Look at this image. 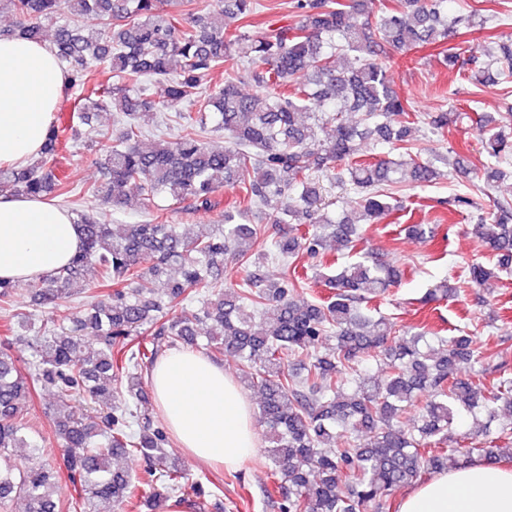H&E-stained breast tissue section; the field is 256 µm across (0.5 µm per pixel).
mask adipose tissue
<instances>
[{
	"mask_svg": "<svg viewBox=\"0 0 512 512\" xmlns=\"http://www.w3.org/2000/svg\"><path fill=\"white\" fill-rule=\"evenodd\" d=\"M65 84L55 54L0 39V167L38 156ZM81 234L66 209L29 196H0V279L30 282L67 264ZM149 380L181 448L200 462L236 465L251 455L248 403L222 366L192 352L166 353ZM398 512H512V466L476 461L440 473L401 499Z\"/></svg>",
	"mask_w": 512,
	"mask_h": 512,
	"instance_id": "adipose-tissue-1",
	"label": "adipose tissue"
}]
</instances>
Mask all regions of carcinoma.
I'll return each instance as SVG.
<instances>
[{
  "label": "carcinoma",
  "mask_w": 512,
  "mask_h": 512,
  "mask_svg": "<svg viewBox=\"0 0 512 512\" xmlns=\"http://www.w3.org/2000/svg\"><path fill=\"white\" fill-rule=\"evenodd\" d=\"M174 0H0L19 15L2 37L43 40L54 24L50 48L64 64L67 86L84 93L79 113L87 125L95 112H113L119 132L97 142L108 179L103 195L114 208L130 191L152 206L163 199L213 209L226 186L238 189V204L224 208V223L207 235L186 236L158 212L146 224L111 234L110 225L76 213L82 245L69 263L25 284L35 304L69 299L82 286L86 267L98 268L100 299L84 313L66 314L49 336H15L3 324L0 348V509L19 497L28 512H57L52 475L43 468L11 463L14 450L38 446L25 436L35 387L52 388L67 400L88 401L92 410H68L55 421V437L76 497L68 508L87 512H149L155 502L175 498L187 512H200L215 491L189 482L184 465L169 460L165 426L156 415L143 371L168 349H198V325L208 328L205 349L229 352L241 364L240 382L262 392L259 419L264 458L271 476H283L281 512H386L395 489L425 474L457 469L456 454L495 460V452L461 444L451 434L465 413L489 431L499 410H512V374L497 365L459 378L460 362L481 363L468 335L397 334L394 322L371 302L398 283L400 269L364 248L361 224H374L398 209L385 188L406 180L426 186L434 164L412 153L422 117L409 109L388 78L394 53L447 43L468 29L472 14L448 13V0H393L380 14L365 0H296L299 20L250 35L255 0H217L212 14L185 17L165 6ZM232 70L217 87L207 78L224 63ZM441 65L476 86L512 82V36L480 52L460 44L442 51ZM110 73L106 80L96 72ZM307 72L303 82L294 76ZM254 84L245 95L241 80ZM165 82L166 101H185L176 115L180 137L139 145L145 126L165 107L148 94V82ZM361 114L360 121L347 118ZM465 113L443 110L427 125L444 132ZM489 162L475 188L495 186L512 155V132L489 113L471 119ZM68 127L49 124L39 157L22 168L0 169V193L54 198L71 193L57 157ZM222 132L229 146L214 148L206 131ZM362 143L399 151L376 159L358 153ZM349 184L360 194L358 216L329 211L324 183ZM273 207V223L292 224L258 255L238 281L219 278L224 256L247 258L257 229L243 223L254 208ZM471 233L491 252L488 262L467 265L469 282L482 288L512 272V203L495 201L476 217ZM347 258L336 274L322 275L332 289L327 301L300 297L297 268L322 255L327 240ZM270 260L284 266L274 278ZM172 266L180 277L160 281ZM19 285L0 280V309L14 303ZM198 299L191 313L176 312ZM94 336L89 347L85 337ZM30 351L23 372L9 346ZM121 353L112 360V350ZM374 352L390 362L385 378L371 374L362 356ZM420 405L416 424H402L405 411ZM136 457L143 475L132 477L112 460Z\"/></svg>",
  "instance_id": "1"
}]
</instances>
